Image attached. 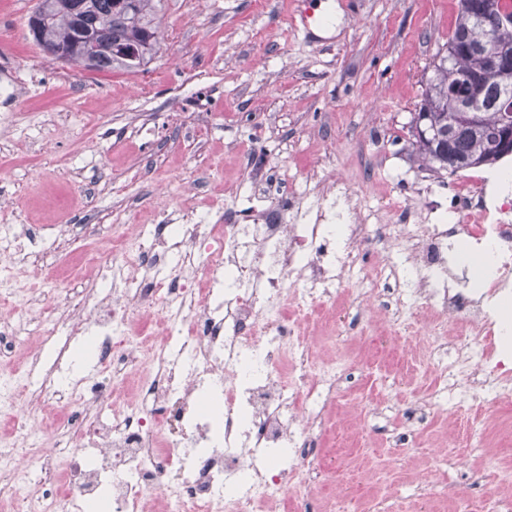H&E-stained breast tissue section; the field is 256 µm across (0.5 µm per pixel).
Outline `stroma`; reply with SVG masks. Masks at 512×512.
I'll return each instance as SVG.
<instances>
[{"label": "stroma", "instance_id": "stroma-1", "mask_svg": "<svg viewBox=\"0 0 512 512\" xmlns=\"http://www.w3.org/2000/svg\"><path fill=\"white\" fill-rule=\"evenodd\" d=\"M35 3L0 0V225H27L57 267L105 245L113 220L159 223L183 194L212 224L292 204L301 223L336 224L343 177L370 223L407 205L444 224L474 173L421 165L411 129L458 0H161V50L138 73L51 62L27 27ZM308 6L329 22L304 34ZM361 326L310 339L342 369L311 505L410 512L442 483L491 512L495 483L436 459L444 445L466 454L474 403L411 416L435 376L429 336L394 332L375 307Z\"/></svg>", "mask_w": 512, "mask_h": 512}]
</instances>
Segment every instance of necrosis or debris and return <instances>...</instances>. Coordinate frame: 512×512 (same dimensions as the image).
Masks as SVG:
<instances>
[{
    "label": "necrosis or debris",
    "instance_id": "obj_1",
    "mask_svg": "<svg viewBox=\"0 0 512 512\" xmlns=\"http://www.w3.org/2000/svg\"><path fill=\"white\" fill-rule=\"evenodd\" d=\"M453 224H420L411 235L408 284L394 300L374 266L371 296L382 312H434L432 364L438 371L468 364L470 398L512 395V368L500 357L501 328L487 305L512 287V201L489 206L483 178L462 188ZM332 224L286 222L255 211L249 224H205L183 216L132 229L117 225L106 245L110 282L77 291L63 286L73 312L68 336L93 331L104 371L63 385L39 378L30 403H73L52 447L24 420L13 428L32 456L0 453V474L12 484L34 482L42 492L17 496L13 512H83L108 498L111 512H151L160 490L162 512H279L297 487L313 493L306 467L318 424L320 397L334 388L335 363L318 361L299 313L336 297L352 278L361 251L390 248L394 225L350 219V245L336 256ZM488 248L496 278L458 285L450 252L458 241ZM23 254L33 267L49 261L25 228H0V257ZM455 343H448V334ZM111 414H102V406ZM287 449L289 463L272 455Z\"/></svg>",
    "mask_w": 512,
    "mask_h": 512
}]
</instances>
